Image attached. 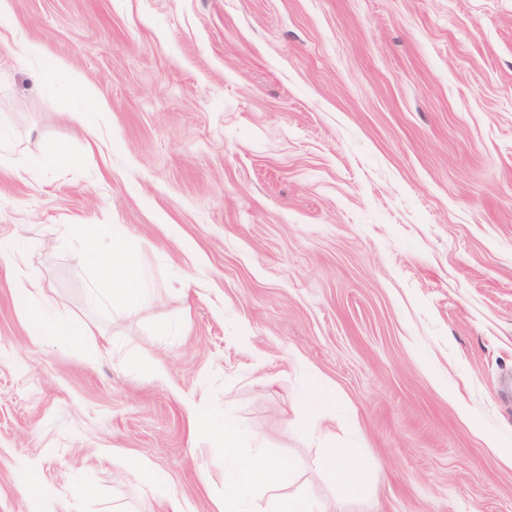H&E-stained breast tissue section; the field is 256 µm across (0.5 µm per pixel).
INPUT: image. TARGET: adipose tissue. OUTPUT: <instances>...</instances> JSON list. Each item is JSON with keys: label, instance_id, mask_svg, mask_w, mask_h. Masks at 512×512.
Instances as JSON below:
<instances>
[{"label": "adipose tissue", "instance_id": "ef3b65f1", "mask_svg": "<svg viewBox=\"0 0 512 512\" xmlns=\"http://www.w3.org/2000/svg\"><path fill=\"white\" fill-rule=\"evenodd\" d=\"M112 239L120 243L121 252L100 261L99 279L90 283L86 290V301L92 307L105 300L119 307L130 306L134 286L142 277L140 269L132 262L139 251L137 242L119 227L115 228ZM195 420L198 424L212 426L214 435L224 443L225 460L237 473L235 491L225 497L223 512H245L246 498L255 491L268 493L273 512H325L323 505L307 494L286 492V485L291 484L295 476L292 462L241 453V430L234 420L225 419L223 425L216 427L209 413L204 411L198 412ZM322 468L346 499L361 498L366 492L368 466L359 449L341 448L327 454Z\"/></svg>", "mask_w": 512, "mask_h": 512}]
</instances>
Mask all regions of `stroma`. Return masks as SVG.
<instances>
[{
    "label": "stroma",
    "mask_w": 512,
    "mask_h": 512,
    "mask_svg": "<svg viewBox=\"0 0 512 512\" xmlns=\"http://www.w3.org/2000/svg\"><path fill=\"white\" fill-rule=\"evenodd\" d=\"M7 11L0 242L25 264L0 257V512H218L235 472L199 409L327 512H512V0ZM21 36L104 111L76 121ZM78 224L139 241L147 300L87 309ZM24 278L94 341L31 336ZM314 376L335 419L303 401ZM345 447L370 466L354 503L321 470Z\"/></svg>",
    "instance_id": "1"
}]
</instances>
